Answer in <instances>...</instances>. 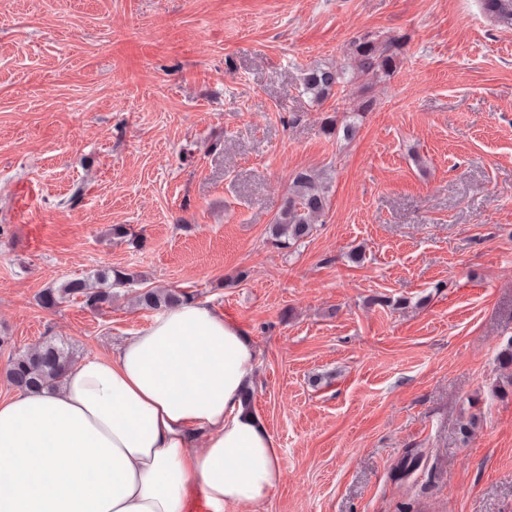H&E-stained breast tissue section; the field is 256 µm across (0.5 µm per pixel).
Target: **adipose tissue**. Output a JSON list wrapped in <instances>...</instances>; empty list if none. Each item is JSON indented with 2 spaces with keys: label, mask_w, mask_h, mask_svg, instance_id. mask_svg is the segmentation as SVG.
<instances>
[{
  "label": "adipose tissue",
  "mask_w": 512,
  "mask_h": 512,
  "mask_svg": "<svg viewBox=\"0 0 512 512\" xmlns=\"http://www.w3.org/2000/svg\"><path fill=\"white\" fill-rule=\"evenodd\" d=\"M254 355L196 303L168 309L55 388L0 402V512H233L274 489L280 450L243 405Z\"/></svg>",
  "instance_id": "obj_1"
}]
</instances>
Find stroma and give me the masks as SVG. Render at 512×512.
Masks as SVG:
<instances>
[{
    "mask_svg": "<svg viewBox=\"0 0 512 512\" xmlns=\"http://www.w3.org/2000/svg\"><path fill=\"white\" fill-rule=\"evenodd\" d=\"M365 32L402 37L401 62L360 79L373 109L336 139L341 92L314 102L302 73L351 68ZM303 170L326 173L325 208L281 249L270 226ZM28 184L35 241L15 218ZM104 268L136 279L102 310L41 305ZM148 289L193 295L251 342L282 477L246 512H512V395L495 391L512 30L475 0H0V400L16 351H117L151 323Z\"/></svg>",
    "mask_w": 512,
    "mask_h": 512,
    "instance_id": "35a3bbf8",
    "label": "stroma"
}]
</instances>
